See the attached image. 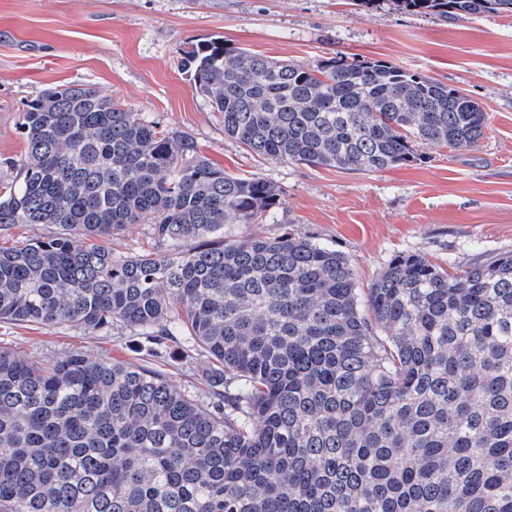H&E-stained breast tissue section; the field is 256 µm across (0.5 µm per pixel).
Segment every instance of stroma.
<instances>
[{
    "label": "stroma",
    "instance_id": "35a3bbf8",
    "mask_svg": "<svg viewBox=\"0 0 512 512\" xmlns=\"http://www.w3.org/2000/svg\"><path fill=\"white\" fill-rule=\"evenodd\" d=\"M219 39L302 66L334 53L382 60L461 90L488 115L470 150L425 146L411 165L375 172L264 159L225 136L220 114L178 64L182 44ZM83 84L159 129L189 133L225 171L259 174L283 192L273 224H231L228 235L293 233L341 251L369 288L399 254L456 274L512 251V16L444 21L396 0H0V192L18 187L27 143L22 116L50 88ZM0 346L41 361L68 351L150 362L176 387L203 390L199 361L171 345L150 357L116 328L0 322Z\"/></svg>",
    "mask_w": 512,
    "mask_h": 512
}]
</instances>
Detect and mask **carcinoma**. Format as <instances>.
<instances>
[{
  "mask_svg": "<svg viewBox=\"0 0 512 512\" xmlns=\"http://www.w3.org/2000/svg\"><path fill=\"white\" fill-rule=\"evenodd\" d=\"M456 20L512 0H396ZM179 64L256 155L374 172L472 148L487 115L379 60L304 67L189 43ZM0 231V321L132 329L203 358L199 397L142 364L0 347V512H512V252L458 275L398 255L367 292L340 252L273 224L282 192L230 174L86 85L24 112ZM147 222L168 250L106 244ZM193 240L196 245L183 249ZM55 231L50 224H19L8 231H0V246H9L18 238L48 236Z\"/></svg>",
  "mask_w": 512,
  "mask_h": 512,
  "instance_id": "carcinoma-1",
  "label": "carcinoma"
}]
</instances>
